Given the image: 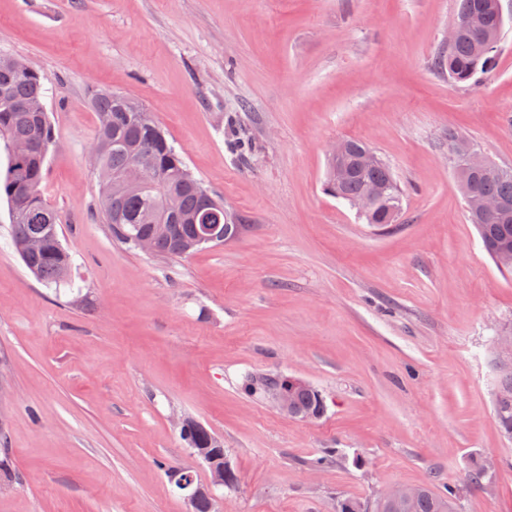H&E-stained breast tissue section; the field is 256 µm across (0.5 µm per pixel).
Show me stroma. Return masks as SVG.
<instances>
[{
	"instance_id": "1",
	"label": "stroma",
	"mask_w": 512,
	"mask_h": 512,
	"mask_svg": "<svg viewBox=\"0 0 512 512\" xmlns=\"http://www.w3.org/2000/svg\"><path fill=\"white\" fill-rule=\"evenodd\" d=\"M501 6L494 64L456 82L438 54L457 0H0V55L46 77L40 190L72 257L65 282L37 281L0 201V430L21 476L0 512H185L169 466L209 472L179 416L224 442L239 487L218 490L221 512H331L420 484L457 486L460 512H512L491 362L512 274L448 151L455 131L512 167ZM98 89L144 106L243 217L237 240L159 259L112 236L89 162ZM349 138L402 189L386 231L324 190ZM259 371L306 380L322 417L248 394ZM476 462L492 489L467 481Z\"/></svg>"
}]
</instances>
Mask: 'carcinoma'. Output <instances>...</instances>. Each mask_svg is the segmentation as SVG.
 <instances>
[{"label": "carcinoma", "mask_w": 512, "mask_h": 512, "mask_svg": "<svg viewBox=\"0 0 512 512\" xmlns=\"http://www.w3.org/2000/svg\"><path fill=\"white\" fill-rule=\"evenodd\" d=\"M457 21L463 32L448 52L440 56V65L448 68V77L465 82L491 64L496 51L481 56L474 52L473 41L480 36H492L499 42L503 17L497 0H459ZM46 77L31 69L19 72L9 65V58L0 56V138L7 144L33 142L37 150L32 154L8 152V166L0 179V198L6 200L12 219L14 247L29 272L48 284L62 282L71 265V257L63 246L55 211L39 193L43 170L52 143V128L48 113L38 108L44 95ZM93 104L99 117L96 144L101 149L97 169L100 183V214L110 225L112 236L136 248V241L149 237L153 254L164 258H181L196 250L200 224L206 216L211 223L224 228L238 224V215L224 209V200L211 194L188 169L181 153L169 143L164 131L143 108L134 112L126 104V95L111 90L93 94ZM351 150L342 162L343 172L336 176V163L328 161L325 191L331 196L352 203L361 197L367 187L380 186L383 196L365 216L369 224L387 226L394 223L391 213L399 212L401 189L389 166L378 161L368 169L358 167V154L369 149L360 140H350ZM147 153L153 167L144 180L135 187H118L113 180L130 167L135 157ZM461 172L459 182L464 196H491L503 200L507 207L496 217L484 218L469 211L483 247L502 270L512 272V262L501 261V254L512 252V169L496 166L490 173H472L465 163L457 162ZM40 239L37 250L27 244ZM496 384L493 405L500 432L512 436V356L503 358L494 354ZM280 375L250 373L245 387L260 393L261 386L273 383ZM292 416L300 418L319 409L316 390L298 388L293 393ZM215 434L207 428L192 427L181 433L189 448H214ZM348 503L352 512H457L456 490L444 493L430 484L414 486L405 503H392L380 496L368 505L357 499Z\"/></svg>", "instance_id": "cac0c4a2"}]
</instances>
